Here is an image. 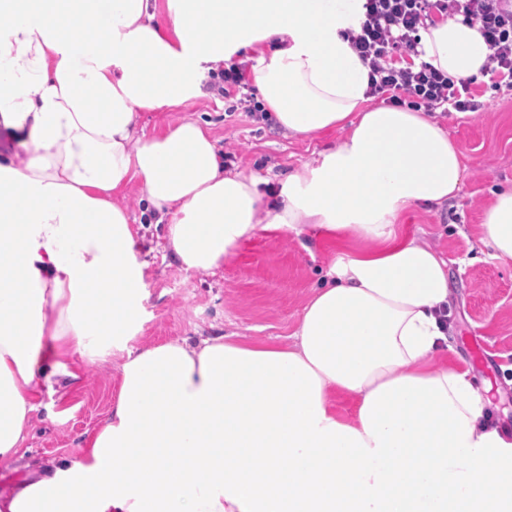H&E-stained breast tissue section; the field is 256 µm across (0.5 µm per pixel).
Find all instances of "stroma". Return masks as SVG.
<instances>
[{
  "mask_svg": "<svg viewBox=\"0 0 512 512\" xmlns=\"http://www.w3.org/2000/svg\"><path fill=\"white\" fill-rule=\"evenodd\" d=\"M470 89L479 112L436 115L467 166L461 196L434 209L418 206L401 226L446 259L453 324L447 362L469 369L489 400L491 423L512 437V264L489 258L480 242L492 190L512 184V90L483 81ZM257 97L253 87L243 97L224 95L210 79L203 96L140 113L138 123L149 135L184 121L207 123L225 169L260 176L264 206L276 208L281 179L335 145L342 132L290 137L269 113L246 110L245 99ZM133 230L136 259L146 265L142 318L129 341L135 348L200 333L288 345L312 286L341 255L325 244L318 228L298 235L261 228L220 270L187 272L165 248L164 225L137 224ZM119 360L116 354L95 361L77 354L65 360V375L41 385L22 451L0 458L1 498L49 460L80 454L119 391Z\"/></svg>",
  "mask_w": 512,
  "mask_h": 512,
  "instance_id": "obj_1",
  "label": "stroma"
}]
</instances>
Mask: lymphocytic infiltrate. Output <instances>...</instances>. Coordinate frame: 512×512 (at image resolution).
Wrapping results in <instances>:
<instances>
[{
    "instance_id": "lymphocytic-infiltrate-1",
    "label": "lymphocytic infiltrate",
    "mask_w": 512,
    "mask_h": 512,
    "mask_svg": "<svg viewBox=\"0 0 512 512\" xmlns=\"http://www.w3.org/2000/svg\"><path fill=\"white\" fill-rule=\"evenodd\" d=\"M365 9L359 30L347 38L370 70V95L428 112L446 105L458 112L479 110L468 83L407 61L416 52L419 28L435 14L480 21L491 49L487 67L512 88V6L503 7L502 0H366Z\"/></svg>"
}]
</instances>
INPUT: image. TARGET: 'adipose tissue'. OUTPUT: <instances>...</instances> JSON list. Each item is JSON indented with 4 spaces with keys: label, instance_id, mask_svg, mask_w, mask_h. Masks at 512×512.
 <instances>
[{
    "label": "adipose tissue",
    "instance_id": "ef3b65f1",
    "mask_svg": "<svg viewBox=\"0 0 512 512\" xmlns=\"http://www.w3.org/2000/svg\"><path fill=\"white\" fill-rule=\"evenodd\" d=\"M365 0H0V457L16 455L50 368L122 353L120 387L78 458L0 499V512H512V440L449 350L448 263L394 226L458 197L463 155L432 116L372 104L346 38ZM419 61L486 81L480 22L418 32ZM249 62L289 135L336 145L281 183L225 170L208 128L146 136L139 113L202 96ZM166 222L187 270L214 271L262 226H315L361 249L312 287L288 347L233 336L138 349L144 290L118 193ZM482 244L512 264V186L494 191ZM353 399L352 419L334 396Z\"/></svg>",
    "mask_w": 512,
    "mask_h": 512
}]
</instances>
